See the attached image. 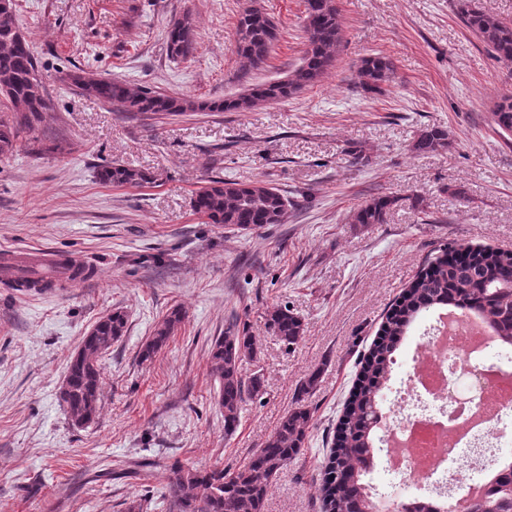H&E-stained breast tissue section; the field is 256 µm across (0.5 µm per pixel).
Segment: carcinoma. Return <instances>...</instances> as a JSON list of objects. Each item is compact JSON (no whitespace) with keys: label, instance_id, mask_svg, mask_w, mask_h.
<instances>
[{"label":"carcinoma","instance_id":"cac0c4a2","mask_svg":"<svg viewBox=\"0 0 512 512\" xmlns=\"http://www.w3.org/2000/svg\"><path fill=\"white\" fill-rule=\"evenodd\" d=\"M465 26L477 34L496 58L512 61V22L483 11L474 0H459ZM304 55L301 64L281 80L254 84L236 97L218 101L174 97L148 87L97 77L86 72L65 74L78 92L111 104L122 112L176 116L187 112H248L276 103L321 81L333 66L343 39V23L336 0H304ZM237 55L253 69L260 68L273 51L278 27L272 16L258 7L245 10L236 26ZM167 47L174 58L193 54L194 23L184 16L167 30ZM364 91L382 95L392 81L394 63L375 53L362 59L358 69ZM50 110L39 79L37 62L20 31L14 0H0V155L12 153L20 139L34 133ZM493 121L512 133V95L500 97ZM448 133L423 131L414 150L448 149ZM100 179L117 186H139L151 181L145 172L122 165H105ZM399 199L375 197L361 203L352 215L355 224H383ZM292 202L281 189L263 181L240 183L210 178L198 187L194 212L208 224L238 229H258L279 224ZM452 308L480 319L502 347L512 348V251L446 243L400 292L381 323L378 336L360 361V371L336 427L330 456L323 468L321 493L324 512H382L366 480L379 451L383 420V390L392 379L395 353L418 318ZM183 309H171L157 323L139 351L151 361L164 349L184 322ZM127 315L116 309L100 318L70 357L60 399L76 426L91 424L97 415L100 368L104 356L127 331ZM265 326L280 341L294 345L304 337L300 317L286 305H276L265 315ZM257 357L256 336L249 327L234 323L210 345V370L217 382L216 404L224 418V433L239 425L243 404L263 390L258 372L244 375L243 366ZM312 421L303 405L288 411L271 436L247 462L237 468H197L175 462L170 466L164 498L169 512H264L272 480L294 462L305 445ZM490 489L469 502L468 512H512V475L491 478ZM457 505L443 499L403 501L395 512H456Z\"/></svg>","mask_w":512,"mask_h":512}]
</instances>
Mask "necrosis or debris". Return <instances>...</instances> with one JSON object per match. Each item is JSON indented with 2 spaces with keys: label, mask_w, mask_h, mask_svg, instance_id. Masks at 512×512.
<instances>
[{
  "label": "necrosis or debris",
  "mask_w": 512,
  "mask_h": 512,
  "mask_svg": "<svg viewBox=\"0 0 512 512\" xmlns=\"http://www.w3.org/2000/svg\"><path fill=\"white\" fill-rule=\"evenodd\" d=\"M394 398L399 413L380 443L386 471L410 474L429 495L478 492L472 472L497 454L512 421V389L495 384L512 374V357L477 344L466 323L437 318Z\"/></svg>",
  "instance_id": "1"
}]
</instances>
